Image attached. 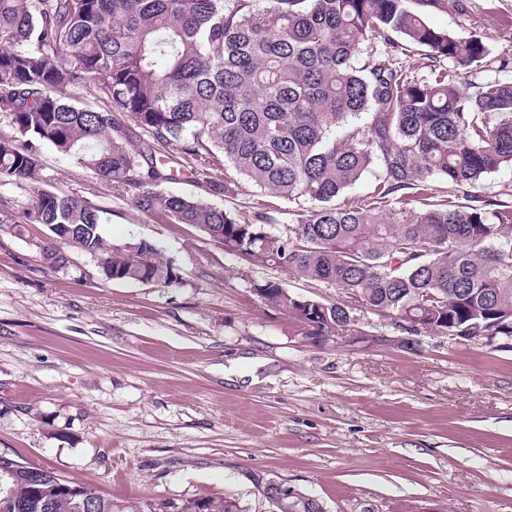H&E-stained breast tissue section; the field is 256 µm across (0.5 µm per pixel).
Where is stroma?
Masks as SVG:
<instances>
[{
    "label": "stroma",
    "mask_w": 512,
    "mask_h": 512,
    "mask_svg": "<svg viewBox=\"0 0 512 512\" xmlns=\"http://www.w3.org/2000/svg\"><path fill=\"white\" fill-rule=\"evenodd\" d=\"M427 19L512 56V0H439ZM41 160L54 190L103 209L107 241L151 242L182 282L107 280L75 249L45 268L30 189L0 180V452L121 504L269 512L258 483L277 478L326 512H512V349L427 333L410 350L371 313L360 327L390 344L312 342L197 227L156 223L51 146ZM216 204L282 224L293 208L245 180ZM153 509L160 512H245L240 502L230 496L161 502Z\"/></svg>",
    "instance_id": "1"
}]
</instances>
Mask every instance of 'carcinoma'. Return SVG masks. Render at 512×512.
<instances>
[{
	"instance_id": "obj_1",
	"label": "carcinoma",
	"mask_w": 512,
	"mask_h": 512,
	"mask_svg": "<svg viewBox=\"0 0 512 512\" xmlns=\"http://www.w3.org/2000/svg\"><path fill=\"white\" fill-rule=\"evenodd\" d=\"M435 0H0V179L34 188L26 215L48 230L37 246L53 271L65 247L107 280L160 287L181 269L145 240L112 244L103 210L40 187V146L74 156L160 224H192L246 265L260 263L336 291L309 316L278 279L252 294L324 342L346 331L345 301L403 314L409 336L466 335L494 321L512 336V199L479 193L512 167V68L486 37L431 25ZM424 49L420 68L404 61ZM465 89H460L458 80ZM96 91L97 108L71 93ZM190 164L207 195L239 178L295 204L276 232L272 211L248 218L166 191ZM377 170L371 195L342 199ZM448 184L435 200L430 179ZM437 292L441 304L422 299ZM11 512H144L45 466L0 457ZM270 512H320L312 495L268 500ZM158 512H245L230 496L161 502Z\"/></svg>"
}]
</instances>
